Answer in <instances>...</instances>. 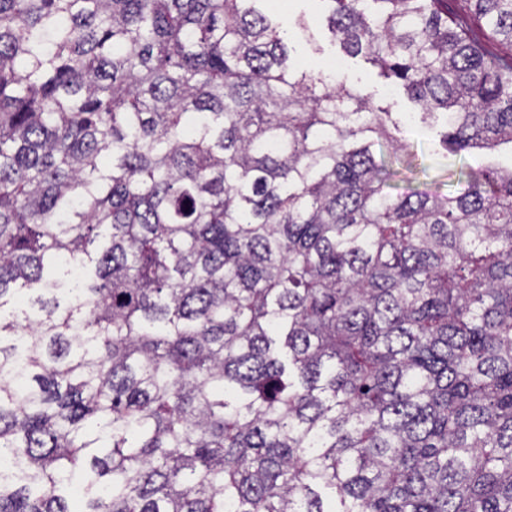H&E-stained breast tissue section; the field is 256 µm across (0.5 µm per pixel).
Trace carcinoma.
<instances>
[{"instance_id":"obj_1","label":"carcinoma","mask_w":512,"mask_h":512,"mask_svg":"<svg viewBox=\"0 0 512 512\" xmlns=\"http://www.w3.org/2000/svg\"><path fill=\"white\" fill-rule=\"evenodd\" d=\"M259 2L0 0V512H512V168L392 192ZM328 2L512 148V0Z\"/></svg>"}]
</instances>
